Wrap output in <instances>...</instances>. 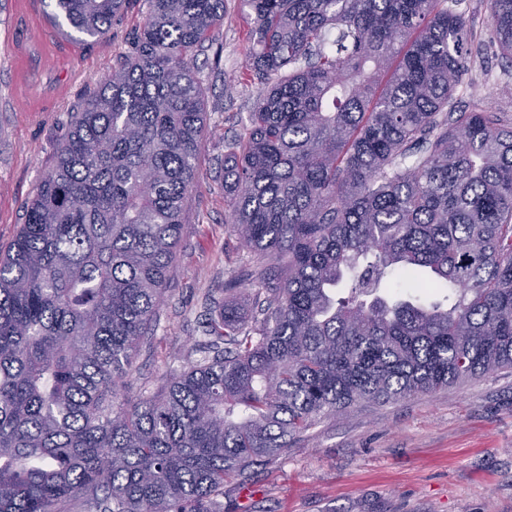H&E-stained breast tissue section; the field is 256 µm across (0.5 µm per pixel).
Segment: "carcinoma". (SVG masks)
I'll return each instance as SVG.
<instances>
[{
  "instance_id": "obj_1",
  "label": "carcinoma",
  "mask_w": 512,
  "mask_h": 512,
  "mask_svg": "<svg viewBox=\"0 0 512 512\" xmlns=\"http://www.w3.org/2000/svg\"><path fill=\"white\" fill-rule=\"evenodd\" d=\"M51 2L86 44L129 5ZM145 2L0 250V512H211L323 416L512 369V127L453 102L465 18L447 0H241L268 90L224 187L258 316L205 299L199 359L129 400L197 174L196 55L224 24V0ZM486 4L512 62V0ZM391 277L408 292L377 295Z\"/></svg>"
}]
</instances>
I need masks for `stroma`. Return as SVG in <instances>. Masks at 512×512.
<instances>
[{
    "mask_svg": "<svg viewBox=\"0 0 512 512\" xmlns=\"http://www.w3.org/2000/svg\"><path fill=\"white\" fill-rule=\"evenodd\" d=\"M471 28L470 80L456 105L481 104L512 126V67L489 48L485 0H449ZM131 0L105 38L75 43L51 21L48 0H0V249L54 164L81 99L129 53L146 16ZM249 19L225 0L224 24L196 59L208 86L199 174L187 198L164 300L126 379L136 399L195 361L206 297L253 319L246 252L226 227L224 144L244 135L263 86L248 71ZM238 286L227 289L228 280ZM251 488L242 497V488ZM217 512H512V371L466 379L386 404L356 403L322 417L247 485L228 484Z\"/></svg>",
    "mask_w": 512,
    "mask_h": 512,
    "instance_id": "stroma-1",
    "label": "stroma"
}]
</instances>
